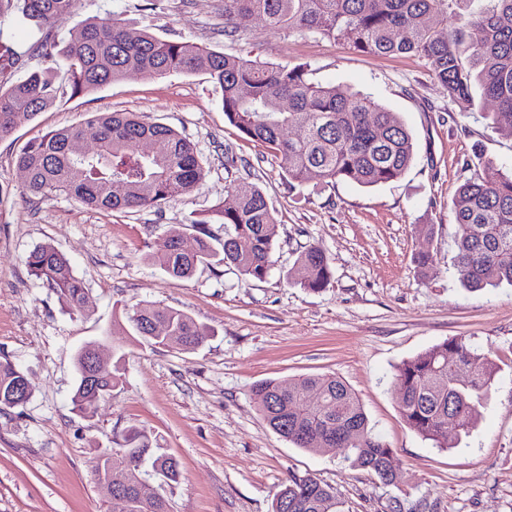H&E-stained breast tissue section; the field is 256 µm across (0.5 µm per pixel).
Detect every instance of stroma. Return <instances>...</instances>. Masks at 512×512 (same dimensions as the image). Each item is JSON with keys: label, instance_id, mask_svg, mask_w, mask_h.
Masks as SVG:
<instances>
[{"label": "stroma", "instance_id": "stroma-1", "mask_svg": "<svg viewBox=\"0 0 512 512\" xmlns=\"http://www.w3.org/2000/svg\"><path fill=\"white\" fill-rule=\"evenodd\" d=\"M90 16L118 19L172 40L268 65H307L315 81L370 94L399 113L414 158L398 180L363 187L293 182L265 145L224 117L221 93L202 74L148 78L137 73L87 96L62 95L0 140V359L33 387L29 402L0 410V512H122L94 481L101 450L129 428L145 430L180 465L160 488L168 512H271L290 477L328 485L345 512H512V286L478 292L460 283L453 199L479 158L512 167V135L479 110L462 111L425 62L412 54L373 56L343 39L268 30L263 21L226 20L224 0H78L58 36ZM37 34L0 16V57L19 53L23 77L39 66ZM91 112H143L196 146L205 175L189 195L159 208L105 211L74 198L26 199L20 150L47 132L84 124ZM241 181L264 193L278 224L276 263L262 282L226 267L202 266L190 279L150 262L187 217L210 221ZM52 244L84 280L90 307L73 313L30 276L24 260ZM316 245L332 269L312 292L290 283L299 252ZM433 257L426 271L414 258ZM184 311L210 327L198 349L142 344L111 335L116 318L141 302ZM456 336L470 338L500 366L470 436L447 448L410 431L399 416L396 368ZM100 341L102 365L121 384L94 416L74 410V356ZM333 374L354 391L369 425L392 448L393 485L351 468L342 449L308 452L274 433L251 396L263 380Z\"/></svg>", "mask_w": 512, "mask_h": 512}]
</instances>
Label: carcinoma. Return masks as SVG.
<instances>
[{
	"instance_id": "obj_1",
	"label": "carcinoma",
	"mask_w": 512,
	"mask_h": 512,
	"mask_svg": "<svg viewBox=\"0 0 512 512\" xmlns=\"http://www.w3.org/2000/svg\"><path fill=\"white\" fill-rule=\"evenodd\" d=\"M78 0H0V13L15 7L42 32L36 49L42 68L8 81L0 75V139L20 117L35 118L64 91L89 94L130 72L150 78L171 73H204L221 91L226 120L245 137L277 154L289 178L302 183L314 171L326 183L352 181L376 186L398 179L414 156L413 137L396 112L348 87L314 81L304 65H263L226 55L189 41L161 38L112 18L87 19L75 33L57 42L51 33ZM453 0H224L228 20L257 16L275 32L340 36L357 51L373 55L412 53L426 61L448 97L465 109L474 107V91L495 105L485 113L496 128L512 131V0H496L484 14L454 16ZM98 131L97 145L84 156L71 151L81 139L79 125L50 131L28 142L16 158L25 174L28 198L73 197L94 209L159 208L191 193L204 168L189 140L143 114L93 113L85 121ZM294 127L298 135L284 137ZM149 140L154 153L144 156L134 144ZM482 172L462 183L453 200L456 271L469 292L507 283L512 286V170L490 159ZM122 192L114 193V185ZM224 237L213 235L207 221L189 217L197 231L196 248L181 246L183 233L172 230L165 250L150 256L168 275L189 279L201 265L224 266L252 280H265L275 261L277 222L264 193L253 183L237 184L220 207ZM30 275L56 290L62 304L81 312L88 291L69 260L43 243L26 257ZM332 270L317 246L302 251L288 280L310 291L329 284ZM134 335L147 344L196 350L211 329L184 311L153 303L126 313ZM156 326L165 336L150 337ZM77 382L72 404L92 416L121 382L113 372L96 386L85 385L83 351L75 356ZM500 367L464 336L403 361L396 369L399 414L408 429L438 448L448 439L476 428L478 408L487 400ZM11 361L0 360V410L22 405L11 388L20 378ZM253 400L269 427L298 448L319 452L344 448L350 467L394 484L391 448L368 426L364 409L350 387L334 374L299 377L283 385L264 380L252 387ZM112 454V484L131 496L130 512H150L145 463L160 469L164 482L181 476L173 457L151 446L146 432L131 428ZM272 512H343L342 502L313 476L291 477L276 493Z\"/></svg>"
}]
</instances>
